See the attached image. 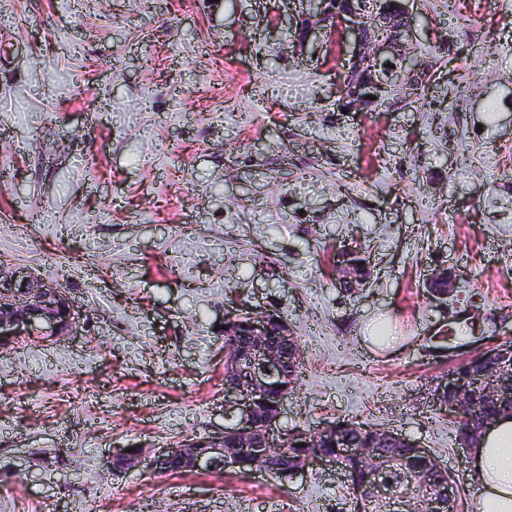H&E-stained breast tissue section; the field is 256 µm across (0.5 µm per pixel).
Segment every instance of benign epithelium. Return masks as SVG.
Wrapping results in <instances>:
<instances>
[{
	"instance_id": "obj_1",
	"label": "benign epithelium",
	"mask_w": 512,
	"mask_h": 512,
	"mask_svg": "<svg viewBox=\"0 0 512 512\" xmlns=\"http://www.w3.org/2000/svg\"><path fill=\"white\" fill-rule=\"evenodd\" d=\"M306 12L288 17V32L296 40L311 39L328 45L331 40L351 41L340 88L343 100L354 106H371L398 87L409 88L424 80L428 69L417 56L416 30L410 4L415 0H306ZM392 67H386V64ZM376 100L369 99V96ZM338 283L357 292L370 283L343 250L336 253ZM81 320V312L66 291L40 279L26 267L0 265V349L28 336L58 338L68 335ZM251 343L224 345V416L230 423L214 435L183 440L174 446L130 452L123 448L106 461L114 476L140 467L156 471L178 458L189 471L226 472L248 463L245 474L275 476L268 462L291 447L324 436L337 449L332 454H310L297 468L285 471L293 477L311 465L343 470L339 459L365 463L366 493L377 512H449L452 498L436 488L427 475L409 467L377 445L361 447L349 430L351 421L334 422L311 432L281 426L284 405L297 383L302 351L288 344L293 336L288 322L272 313H245L234 308L225 313L224 335L238 327ZM276 398V414L258 418L266 394ZM451 402H443L444 396ZM497 398L512 412V343L495 346L485 368L472 375L448 373L432 394L433 405L459 417L477 397Z\"/></svg>"
}]
</instances>
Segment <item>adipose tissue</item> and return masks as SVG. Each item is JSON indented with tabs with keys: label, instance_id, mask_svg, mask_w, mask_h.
<instances>
[{
	"label": "adipose tissue",
	"instance_id": "ef3b65f1",
	"mask_svg": "<svg viewBox=\"0 0 512 512\" xmlns=\"http://www.w3.org/2000/svg\"><path fill=\"white\" fill-rule=\"evenodd\" d=\"M478 512H512V417L500 415L469 449Z\"/></svg>",
	"mask_w": 512,
	"mask_h": 512
}]
</instances>
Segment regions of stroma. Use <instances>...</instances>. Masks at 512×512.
Listing matches in <instances>:
<instances>
[{
	"label": "stroma",
	"instance_id": "stroma-1",
	"mask_svg": "<svg viewBox=\"0 0 512 512\" xmlns=\"http://www.w3.org/2000/svg\"><path fill=\"white\" fill-rule=\"evenodd\" d=\"M414 7L432 104L366 114L344 110L340 63L272 24L291 0H0V262L87 315L0 350V512H351L318 468L106 469L114 449L223 428L239 302L300 342L284 426L415 439L477 512L430 389L512 342V0ZM343 245L372 272L352 295L327 267ZM446 267L461 280L442 310L423 283Z\"/></svg>",
	"mask_w": 512,
	"mask_h": 512
}]
</instances>
